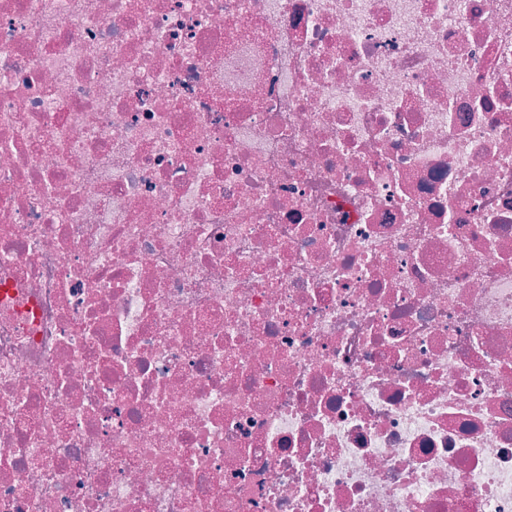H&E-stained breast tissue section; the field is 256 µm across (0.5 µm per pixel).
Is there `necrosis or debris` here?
<instances>
[{
	"instance_id": "4bbe7bcc",
	"label": "necrosis or debris",
	"mask_w": 512,
	"mask_h": 512,
	"mask_svg": "<svg viewBox=\"0 0 512 512\" xmlns=\"http://www.w3.org/2000/svg\"><path fill=\"white\" fill-rule=\"evenodd\" d=\"M0 512H512V0H0Z\"/></svg>"
}]
</instances>
